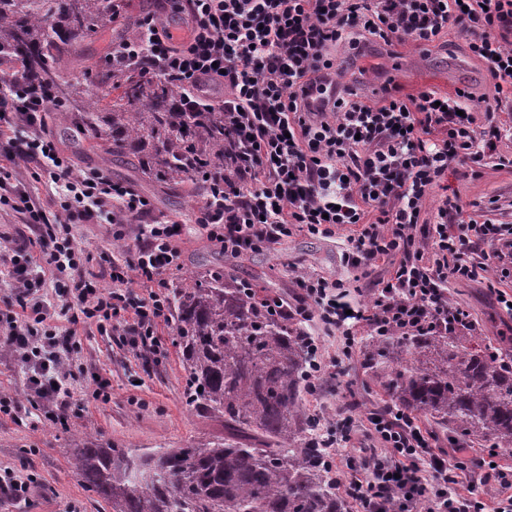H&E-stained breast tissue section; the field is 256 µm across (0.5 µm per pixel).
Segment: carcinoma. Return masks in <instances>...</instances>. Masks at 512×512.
<instances>
[{
  "mask_svg": "<svg viewBox=\"0 0 512 512\" xmlns=\"http://www.w3.org/2000/svg\"><path fill=\"white\" fill-rule=\"evenodd\" d=\"M105 0H0V60L52 88L56 124L70 137L101 118L112 128L102 148L139 153L156 178L210 183L199 170L224 167V113L182 112L168 82L110 70L98 82L123 88L131 112L88 88L58 81L64 46L90 26L112 27ZM59 22L50 25L49 18ZM176 341L188 371V402L224 423V436L184 448L133 454L99 436L75 449L71 466L112 512H346L340 478L316 443L308 412L310 357L301 328L265 313L262 298L191 275L174 289ZM363 366L387 406L432 418L456 448L472 439L512 447V349L495 336H370Z\"/></svg>",
  "mask_w": 512,
  "mask_h": 512,
  "instance_id": "cac0c4a2",
  "label": "carcinoma"
}]
</instances>
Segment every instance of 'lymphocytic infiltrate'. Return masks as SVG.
I'll return each mask as SVG.
<instances>
[{"label": "lymphocytic infiltrate", "instance_id": "1", "mask_svg": "<svg viewBox=\"0 0 512 512\" xmlns=\"http://www.w3.org/2000/svg\"><path fill=\"white\" fill-rule=\"evenodd\" d=\"M186 13L191 37L180 41L142 17L135 36L114 46L113 71L141 81L164 78L181 89L185 112L224 114V176L215 182L194 221L225 255L240 257L296 233L335 236L349 226L344 260L373 267L395 257L389 276L373 283L372 301L350 309L342 280L297 271L294 302L266 299L269 314L318 321L338 337V351L317 354L310 392L329 368L351 358L354 330L373 336H457L475 331L467 310L448 298L450 277L474 279L488 268L512 277V225L464 223L457 199L445 198L432 222L421 215L431 191L455 164L484 166L500 135L494 113L512 107V0H167ZM458 29L470 56L494 87L492 103H473L465 91H432L382 103L355 101L336 83V50L370 41L435 43ZM224 86L214 106L202 83ZM52 98L18 73L0 80V129L12 131L13 166L37 164L59 190L48 213L18 193L29 215L24 246L0 251L12 280L17 313L0 318V343L27 373L31 402L44 421L67 426L79 366L77 343L60 337L52 320L111 331L134 357L159 365L167 349L159 333L169 323L170 278L181 267L180 224L171 220L132 225L150 215L145 196L95 171L78 172L58 154L43 126ZM91 221L112 227L121 253L113 258L110 288L89 287L80 274L85 257L73 226ZM489 253L475 256V244ZM62 281L65 301L51 313L40 293L45 275ZM367 434L377 442L363 463L337 460L338 448L357 428L353 417L335 419L321 445L328 468H345L346 494L361 512H512V469L435 453L409 414L385 408L368 413Z\"/></svg>", "mask_w": 512, "mask_h": 512}]
</instances>
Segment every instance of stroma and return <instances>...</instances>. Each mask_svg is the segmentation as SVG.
I'll list each match as a JSON object with an SVG mask.
<instances>
[{
  "label": "stroma",
  "mask_w": 512,
  "mask_h": 512,
  "mask_svg": "<svg viewBox=\"0 0 512 512\" xmlns=\"http://www.w3.org/2000/svg\"><path fill=\"white\" fill-rule=\"evenodd\" d=\"M147 14L156 15L160 24L172 31L188 26L173 9L159 10L155 0H127L111 32L96 29L73 43L61 77L74 83L83 80L85 71H101L114 34L130 38L137 31V20ZM336 81L350 88L358 99L372 103L388 93L404 97L425 89L451 97L460 90L478 98L490 93L486 70L467 54L461 36L453 30L425 47L410 40L390 46L372 41L354 51L339 50ZM44 122L60 156L76 170L101 172L147 197L153 216L180 222L181 270L172 276V284H179L187 272H218L223 274L226 287L247 282L261 289L263 295L289 300L295 293V272L305 269L331 279L349 280L352 300L365 301L372 282L392 268L388 259L378 261L373 268H346L342 259L344 241L350 233L346 227L329 239L298 233L276 246L240 257L227 256L194 222L203 197L169 188L136 169L130 159L102 161L96 146L109 138L108 126L95 125L74 144L57 128L53 113H45ZM18 189L46 211L54 210L57 199L55 188L36 177L34 166L19 167L15 184L0 187V234L15 240L26 231L12 207ZM448 196L457 197L463 220L512 224V167L490 164L475 173L461 166L449 169L428 197L426 214H434ZM74 234L76 246L88 256L86 281L110 287L111 225L80 224ZM499 290L512 294V279L499 278L492 269L475 281L448 282L449 299L470 311L483 335L512 338V316L496 301ZM160 332L169 347V357L157 366L129 354L96 328L78 329L79 357L85 373L71 385L72 419L65 428L45 423L40 408L25 402L24 368L13 357L0 354V395L24 402L16 415L0 414V469L8 467L35 477L28 502L0 501V512H112L111 504L87 491L71 468L72 450L84 435H102L136 453L181 448L223 435L222 422L196 412L186 400L188 372L175 344V324L162 325ZM343 367V374L328 379L319 394L307 395V407L311 413L331 419L343 412L364 419L384 399L385 392L371 380L359 356H352ZM94 373L110 380V400L94 398L90 380Z\"/></svg>",
  "instance_id": "1"
}]
</instances>
